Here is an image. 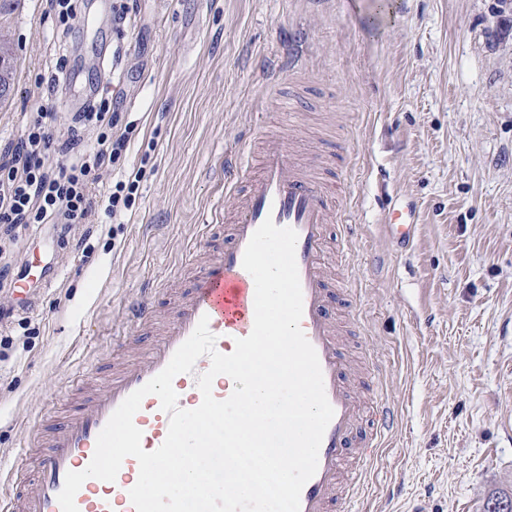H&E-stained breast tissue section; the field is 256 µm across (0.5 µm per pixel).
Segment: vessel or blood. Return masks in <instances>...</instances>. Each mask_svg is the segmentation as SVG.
I'll return each mask as SVG.
<instances>
[{
    "mask_svg": "<svg viewBox=\"0 0 512 512\" xmlns=\"http://www.w3.org/2000/svg\"><path fill=\"white\" fill-rule=\"evenodd\" d=\"M259 141V156L242 150L228 156L224 165L222 194L235 204L225 244L213 248L204 262L196 264L189 287L174 298L168 318L152 335L144 353L120 367L105 366L104 387L84 394L75 410L60 418L47 417L35 429L29 457L36 473L35 487L1 494L0 512H61L58 495L67 472L87 467L97 436L111 414L165 368L200 318H208L215 347L223 354L234 350L236 339L251 333L255 284L242 260L253 232L268 218L277 226L293 228L298 235L296 262L304 307L301 328L318 354L325 392L334 409L320 446L318 469L301 492L300 512H336L338 502L351 498L358 475L344 473L347 460L354 457L362 465L370 461L379 446V434L393 427L395 415L381 401L363 407L342 350L343 331L329 312L331 305H345L347 299L342 283L330 282L326 270L330 222L326 190L296 155L292 137L263 135ZM387 228L390 241L403 246L409 243L414 226L406 213L397 209L391 212ZM152 316L153 302L145 294L127 305L124 322L143 332ZM209 367L210 360L204 356L197 360L193 372L174 378L180 408L194 409L201 404L197 379ZM133 421L142 432L144 450L162 445L169 416L157 396L143 399ZM138 475L139 464L129 457L115 481L86 480L75 497L78 512H136L129 491Z\"/></svg>",
    "mask_w": 512,
    "mask_h": 512,
    "instance_id": "1",
    "label": "vessel or blood"
}]
</instances>
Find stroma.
Listing matches in <instances>:
<instances>
[{
  "mask_svg": "<svg viewBox=\"0 0 512 512\" xmlns=\"http://www.w3.org/2000/svg\"><path fill=\"white\" fill-rule=\"evenodd\" d=\"M78 0L64 42L43 0L0 14L15 59L0 140L21 134L39 97L58 112L107 100L132 121L121 170L138 171L125 224L73 239L21 231L16 263L36 288L0 324V493L24 465L42 416L74 407L119 364L125 304L159 285L157 312L189 283L197 224L227 152L268 132H315L338 173L329 235L357 227L338 262L354 379L375 374L397 424L363 474L352 512H484L512 497V0ZM127 6L128 19L112 15ZM75 82L50 91L59 56ZM415 210L407 249L385 222ZM53 259L56 274L40 284Z\"/></svg>",
  "mask_w": 512,
  "mask_h": 512,
  "instance_id": "1",
  "label": "stroma"
}]
</instances>
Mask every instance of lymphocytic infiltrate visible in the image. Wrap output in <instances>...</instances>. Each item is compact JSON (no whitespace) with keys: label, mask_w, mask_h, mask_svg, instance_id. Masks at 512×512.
<instances>
[{"label":"lymphocytic infiltrate","mask_w":512,"mask_h":512,"mask_svg":"<svg viewBox=\"0 0 512 512\" xmlns=\"http://www.w3.org/2000/svg\"><path fill=\"white\" fill-rule=\"evenodd\" d=\"M57 122L52 106H39L20 137L0 148V244H14L32 224L53 225L63 236L80 224L87 239L95 224L105 218L121 220L135 203L139 173L126 174L107 191L98 189L130 148L121 114L102 100L73 116L62 148L74 157L66 162L54 156ZM85 131L93 143L84 153H75Z\"/></svg>","instance_id":"1"}]
</instances>
